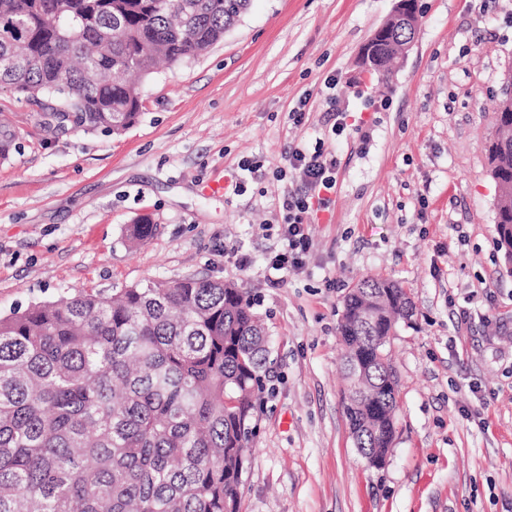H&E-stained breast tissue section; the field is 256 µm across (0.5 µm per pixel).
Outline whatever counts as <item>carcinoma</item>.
<instances>
[{
  "instance_id": "cac0c4a2",
  "label": "carcinoma",
  "mask_w": 512,
  "mask_h": 512,
  "mask_svg": "<svg viewBox=\"0 0 512 512\" xmlns=\"http://www.w3.org/2000/svg\"><path fill=\"white\" fill-rule=\"evenodd\" d=\"M251 0H0V87L53 110L57 127L122 135L141 82L198 56ZM386 76L388 43L376 47ZM488 147L512 249V128ZM17 135L0 122V160ZM145 216L131 242L151 237ZM412 316L398 283L365 277L342 301L350 434L387 451L398 379L389 345ZM269 359L268 332L233 283L187 276L110 295L78 292L0 316V512H240L234 488Z\"/></svg>"
}]
</instances>
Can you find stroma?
Here are the masks:
<instances>
[{"mask_svg":"<svg viewBox=\"0 0 512 512\" xmlns=\"http://www.w3.org/2000/svg\"><path fill=\"white\" fill-rule=\"evenodd\" d=\"M394 5L252 0L223 40L144 83L141 119L119 137L45 135L42 109L0 88L21 143L0 160V315L187 275L254 293L270 356L240 512H512V273L487 159L512 0H421L415 41L382 81L360 58ZM333 105L352 117L336 134ZM319 138L339 161L334 203L278 284L267 257L293 186L280 172ZM215 176L246 190L206 196ZM144 215L157 232L131 244ZM367 276L397 281L414 311L390 344L396 425L379 468L346 424L338 334Z\"/></svg>","mask_w":512,"mask_h":512,"instance_id":"stroma-1","label":"stroma"}]
</instances>
